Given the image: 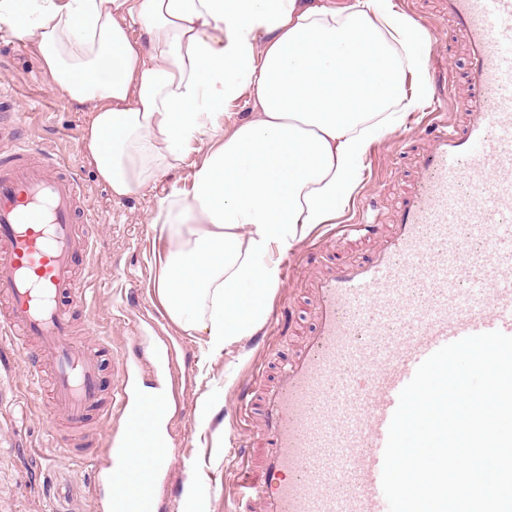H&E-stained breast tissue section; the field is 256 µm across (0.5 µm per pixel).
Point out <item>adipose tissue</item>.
<instances>
[{
	"label": "adipose tissue",
	"instance_id": "1",
	"mask_svg": "<svg viewBox=\"0 0 512 512\" xmlns=\"http://www.w3.org/2000/svg\"><path fill=\"white\" fill-rule=\"evenodd\" d=\"M0 33L93 104L81 149L114 197L200 152L159 208L155 288L213 354L262 325L278 255L350 205L373 143L431 96L428 36L394 0H0Z\"/></svg>",
	"mask_w": 512,
	"mask_h": 512
}]
</instances>
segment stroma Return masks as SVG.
I'll list each match as a JSON object with an SVG mask.
<instances>
[{
  "label": "stroma",
  "instance_id": "stroma-1",
  "mask_svg": "<svg viewBox=\"0 0 512 512\" xmlns=\"http://www.w3.org/2000/svg\"><path fill=\"white\" fill-rule=\"evenodd\" d=\"M400 9L429 36L427 78L431 87L448 85V71L459 68L448 43V25L438 0H397ZM19 114L24 137L63 159L76 174L91 205L87 225L92 238L89 307L75 315L88 322L84 342L101 344L104 385L115 374L113 353L134 349L140 337L171 347L176 372L145 371L142 388L165 378L171 410L166 424L173 448L169 477L159 495L166 512H182L187 488L209 487L205 512H234L237 476L255 467L267 444L245 397L254 374L271 380L296 352L312 325L315 266H339L372 259L381 239L393 231L395 211L413 189L418 172L414 157L425 140L412 113L396 131L376 141L366 159L363 182L354 200L336 221L366 219L370 233L331 234L320 225L285 259L290 269L270 298L271 314L253 334L209 354L201 337L180 330L161 313L153 258L163 248L153 219L173 190L190 185L198 154L161 177L144 193L117 199L85 159L80 138L90 119V105L61 98L51 88L38 56L18 40L0 38V113ZM23 356L18 346L0 349V512H109L108 481L111 439L106 427L87 426L88 443L79 448H52L50 429L66 431L67 422L53 410L48 390L30 393L21 380ZM209 399L211 412L201 419L198 404Z\"/></svg>",
  "mask_w": 512,
  "mask_h": 512
}]
</instances>
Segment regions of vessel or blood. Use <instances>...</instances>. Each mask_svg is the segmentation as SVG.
<instances>
[{
	"mask_svg": "<svg viewBox=\"0 0 512 512\" xmlns=\"http://www.w3.org/2000/svg\"><path fill=\"white\" fill-rule=\"evenodd\" d=\"M464 50L456 118L439 120L416 156L417 186L375 256L316 277L315 326L276 383L252 389L268 450L262 480L241 476L236 512H389L381 474L402 388L443 345L499 331L512 336V0H441ZM86 197L70 167L18 140L0 155V342L52 374L70 448L92 418L118 420L112 512H160L169 471L151 451L165 385L142 390L140 356L120 357L111 389L99 351L74 339L86 301L74 266L89 252Z\"/></svg>",
	"mask_w": 512,
	"mask_h": 512,
	"instance_id": "obj_1",
	"label": "vessel or blood"
}]
</instances>
